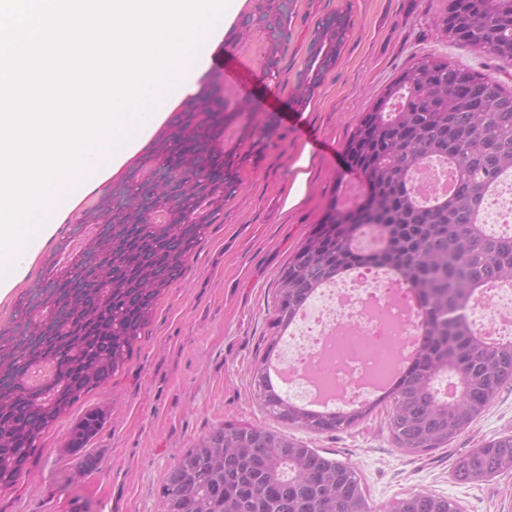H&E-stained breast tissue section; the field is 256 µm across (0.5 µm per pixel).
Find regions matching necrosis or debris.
Returning <instances> with one entry per match:
<instances>
[{
  "label": "necrosis or debris",
  "instance_id": "1",
  "mask_svg": "<svg viewBox=\"0 0 512 512\" xmlns=\"http://www.w3.org/2000/svg\"><path fill=\"white\" fill-rule=\"evenodd\" d=\"M415 296L403 284L364 274L349 282L334 281L303 311L292 334L294 345L284 360L291 396L306 399L309 377L352 393L362 375L395 367L407 334L408 306ZM465 314L481 332L512 333V291L494 293Z\"/></svg>",
  "mask_w": 512,
  "mask_h": 512
}]
</instances>
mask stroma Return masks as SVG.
Listing matches in <instances>:
<instances>
[{"label": "stroma", "mask_w": 512, "mask_h": 512, "mask_svg": "<svg viewBox=\"0 0 512 512\" xmlns=\"http://www.w3.org/2000/svg\"><path fill=\"white\" fill-rule=\"evenodd\" d=\"M255 0H233L216 48L226 65L253 76L251 94L223 91L230 106L275 113L279 128L263 159L246 164L241 184L211 224L182 275L157 302L133 353L110 380L86 394L43 436L29 471L0 493V512H162L158 496L166 472L214 426L227 422L274 426L252 381L272 326L278 276L289 256L319 223L337 186L360 189L344 171L343 144L361 114L408 65L445 59L496 77L512 89V62L492 58L436 30L448 0H293L280 71L258 76L265 49L258 28L242 31ZM348 13L352 30L337 65L310 104L295 108L293 93L319 21ZM164 122L148 130L111 177L78 197L62 224L29 250L13 284L0 288V329L16 326L32 288L49 262L80 242L81 221L100 197L126 181L148 154ZM307 180L296 204L298 163ZM107 412L82 452L66 448L69 432L88 411ZM378 407L359 426L333 435L295 436L329 457L350 462L372 512H389L394 499L429 492L455 499L463 512H512V472L476 484L453 477L456 460L482 441L512 434V387L499 389L485 412L448 447L416 456L399 451ZM96 465L86 468L85 457Z\"/></svg>", "instance_id": "obj_1"}]
</instances>
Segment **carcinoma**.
<instances>
[{
	"label": "carcinoma",
	"mask_w": 512,
	"mask_h": 512,
	"mask_svg": "<svg viewBox=\"0 0 512 512\" xmlns=\"http://www.w3.org/2000/svg\"><path fill=\"white\" fill-rule=\"evenodd\" d=\"M455 41L512 60V0H468L453 20ZM348 14L323 18L295 89L304 107L336 66L349 36ZM204 89L156 137L137 170L164 159L195 181H171L151 200L112 212L107 193L84 224L98 230L67 265L50 266L49 293L17 329L0 330V491L14 488L54 422L127 361L151 320L158 298L239 188L247 162L272 143L276 119H257L224 106L211 112ZM238 128L234 145L224 130ZM362 179L361 202L334 199L320 223L278 277L273 327L286 331L323 286L350 269L393 270L423 313L416 358L381 398L352 412L320 414L271 386L266 361L271 338L252 370L261 405L287 428L312 434L343 432L389 404L387 428L402 451L444 448L480 417L495 393L512 385V337L489 343L465 316L475 290L512 283V232L489 234L477 223L501 177L512 171V90L496 78L446 60L404 69L363 113L344 146ZM442 157L455 168L453 189L431 206L417 202L410 175L418 162ZM95 258L86 273L83 259ZM105 412L86 413L67 448H86ZM512 471V435L486 440L454 469L461 483ZM163 512H371L361 481L346 461L331 458L280 430L226 422L187 449L160 485ZM391 512H461L448 497L417 492Z\"/></svg>",
	"instance_id": "cac0c4a2"
}]
</instances>
